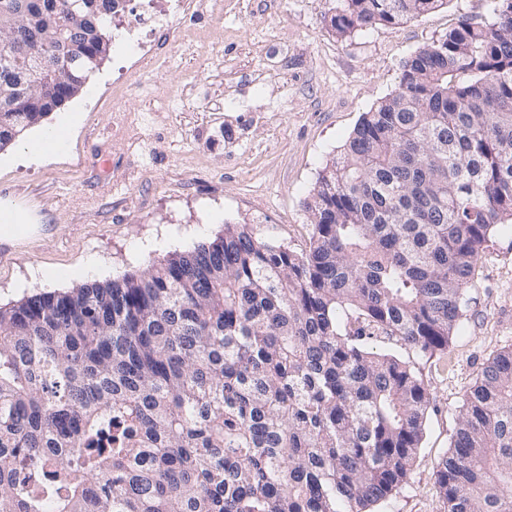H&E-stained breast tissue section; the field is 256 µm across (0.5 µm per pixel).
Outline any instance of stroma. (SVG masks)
I'll use <instances>...</instances> for the list:
<instances>
[{
    "mask_svg": "<svg viewBox=\"0 0 512 512\" xmlns=\"http://www.w3.org/2000/svg\"><path fill=\"white\" fill-rule=\"evenodd\" d=\"M494 0H448L397 25L339 37L340 0H225L221 20L185 18L180 36L119 18L111 49L59 154L26 153L28 129L0 150V203L46 225L30 253L0 262V307L87 280L118 278L213 239L228 224L304 249L303 202L363 112L393 93L405 62ZM512 347V224L494 228L445 353L415 357L431 394L406 484L375 512H446L433 471L451 450L463 400L483 367Z\"/></svg>",
    "mask_w": 512,
    "mask_h": 512,
    "instance_id": "obj_1",
    "label": "stroma"
}]
</instances>
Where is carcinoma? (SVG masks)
<instances>
[{"mask_svg":"<svg viewBox=\"0 0 512 512\" xmlns=\"http://www.w3.org/2000/svg\"><path fill=\"white\" fill-rule=\"evenodd\" d=\"M446 0H343V36ZM112 0H5L0 149L109 56ZM82 68L68 74L63 63ZM309 245L241 224L121 279L0 309V512H372L422 447L408 355L445 352L512 223V0L420 49L317 178ZM387 339L400 352L370 349ZM434 468L447 512H512V349Z\"/></svg>","mask_w":512,"mask_h":512,"instance_id":"carcinoma-1","label":"carcinoma"}]
</instances>
